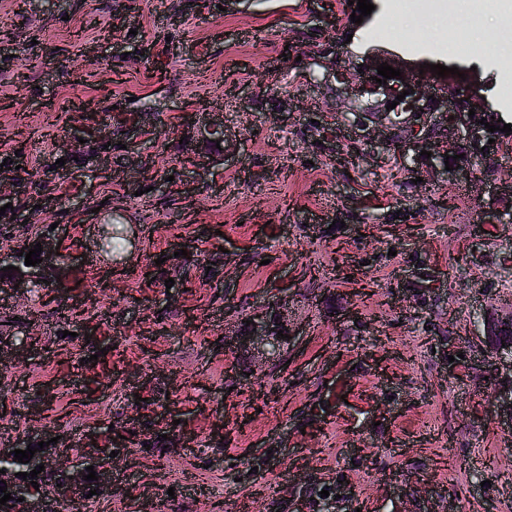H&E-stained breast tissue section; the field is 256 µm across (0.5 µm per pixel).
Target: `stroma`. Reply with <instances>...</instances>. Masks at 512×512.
<instances>
[{"mask_svg": "<svg viewBox=\"0 0 512 512\" xmlns=\"http://www.w3.org/2000/svg\"><path fill=\"white\" fill-rule=\"evenodd\" d=\"M371 2L333 27L355 6L0 0V161L26 183L0 250L52 228L64 266L56 302L0 296V441L115 450L124 493L95 512L153 496L296 512L339 482L335 512H512V437L477 334L486 308L512 311V221L479 216L512 204V173L493 199L428 159L359 153L337 129L346 90L312 63L344 45L334 63L352 73L368 51L455 67L498 107L512 7L452 0L425 40L401 24L406 0ZM215 122L220 159L198 133ZM110 216L126 237L112 253ZM121 265L147 275L95 294ZM336 266L353 278L319 279ZM282 298L299 333L276 385L220 337Z\"/></svg>", "mask_w": 512, "mask_h": 512, "instance_id": "1", "label": "stroma"}]
</instances>
